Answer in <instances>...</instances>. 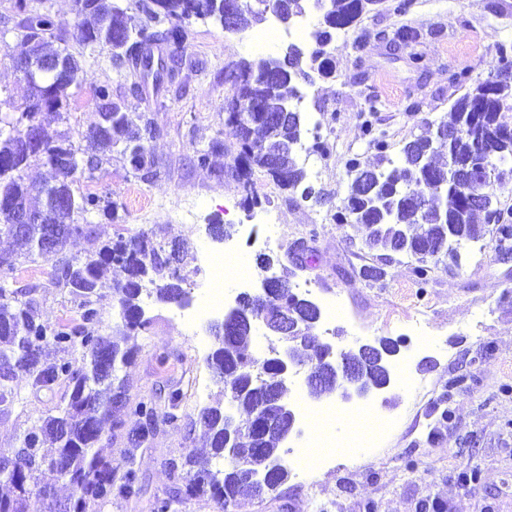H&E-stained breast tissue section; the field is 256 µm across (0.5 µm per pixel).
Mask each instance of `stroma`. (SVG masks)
I'll use <instances>...</instances> for the list:
<instances>
[{
  "label": "stroma",
  "instance_id": "1",
  "mask_svg": "<svg viewBox=\"0 0 512 512\" xmlns=\"http://www.w3.org/2000/svg\"><path fill=\"white\" fill-rule=\"evenodd\" d=\"M49 6L57 24L54 43L82 57V85L61 116L50 115L44 127L52 138L68 137L85 147V134L96 119L93 92L108 84L112 95L129 106L150 109L160 129L151 150L161 168L151 181L135 178L127 163L112 158L94 180L74 184L75 193L111 195L114 215L95 214L96 233L72 239L68 256L95 255L116 234L144 232L165 248H186L182 273L188 283L201 282L203 250H242L252 265L247 282L231 281L230 296L256 293L265 276L258 257L271 255L291 265L292 250L308 242L315 256L291 277L292 289L309 284V296L324 303L333 293L344 306L334 327L318 322L316 335L336 350H349L380 338L398 343L391 385L364 399L337 402L336 432L348 437L361 431L364 412H378L394 429L375 447L338 455L329 467L290 475L276 501L248 503L239 512H512V249L501 250L495 231L482 242L457 245L456 256L434 264L427 286L412 274L414 261L403 254L382 255L368 249L363 233L332 219L347 193L346 162L359 157L376 167L383 157L398 158L404 145L433 133L446 120L464 91L494 80L489 66L497 47L512 43V0H413L403 15L389 0L349 28L334 32L326 47L334 72L311 73L299 81L308 124L320 130L321 177H307L313 193L279 188L262 169H252L250 183L263 186L248 203L232 169L240 146L224 125V105L233 95L228 71L259 56L250 39L255 29L235 34L212 22L192 21L178 84L156 90L146 84L130 97L101 49L83 52L74 36V0H30ZM401 27L420 31L418 42L397 48L391 43ZM22 50L13 35L0 38V114L18 115L26 102V84L13 63ZM465 71V86L453 85L452 73ZM419 111H411V104ZM386 134V156L369 146L365 125ZM220 140L212 169L196 168L194 149ZM275 208L281 245L267 250L261 241L267 208ZM229 233L216 242L209 225ZM365 264L384 265L383 283L362 280ZM52 264L19 262L18 286L39 285V314L51 325L74 320L76 309L66 291L49 287ZM152 324L137 340V353L123 370L129 403L154 400L160 411L175 410L173 423H158L152 439L136 451L142 491L116 500L100 512H152L155 496L174 477L170 460L190 449L204 450L199 410L221 399L206 364L214 339L202 324L180 316L176 304L156 297L143 300ZM427 319L426 336H417V313ZM462 379L461 388L448 382ZM21 402L0 415V451H9L39 415L60 404L65 385L36 390L18 378Z\"/></svg>",
  "mask_w": 512,
  "mask_h": 512
}]
</instances>
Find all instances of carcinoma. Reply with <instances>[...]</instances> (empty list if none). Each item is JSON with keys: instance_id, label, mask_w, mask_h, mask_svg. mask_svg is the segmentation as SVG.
Instances as JSON below:
<instances>
[{"instance_id": "1", "label": "carcinoma", "mask_w": 512, "mask_h": 512, "mask_svg": "<svg viewBox=\"0 0 512 512\" xmlns=\"http://www.w3.org/2000/svg\"><path fill=\"white\" fill-rule=\"evenodd\" d=\"M283 22L301 16L308 0H264ZM382 0H331L323 27L313 33L314 44L301 47L291 43L288 53L279 59L259 58L244 61L230 74L236 99L224 107L225 126L240 145L235 176L245 194H250L248 173L256 166L264 169L281 187L296 189L306 173L294 154L303 136V118L293 100L301 99L294 87L302 58L310 68L331 73L325 47L333 32L360 21ZM23 14L16 25V37L26 47L45 57L62 60L63 70L38 85L28 86L26 105L18 116L0 117V236L12 240L13 250L0 253V415L11 412L18 396L16 374L24 375L31 387L50 389L64 383L67 391L55 413L40 415L27 427L13 448L17 462L14 471L0 468V482L9 493L0 495V512H92V508L112 502V496L129 499L140 491V478L134 468V449L154 434L157 410L153 402L127 405L126 379L119 375L134 358L136 340L148 329L150 319L140 305L144 291L141 282L164 283L154 289L162 302L172 303L188 297L182 287L185 277L170 273L165 249L146 234L126 239L123 235L103 244L94 257L76 261L64 254L67 242L96 233V225L87 216L97 212L115 213L111 198L96 193L75 194L71 185L81 179L92 180L104 163L116 154L126 162L133 175L149 181L158 175L150 143L158 128L148 111L131 110L122 100L112 98V87L99 85L94 90L98 119L88 130V146L74 148L67 139L54 142L44 137L40 118L61 113L69 106L68 89L81 87V65L68 48L53 50L48 36L54 22L50 15L29 8L27 0H15ZM135 10L144 16L138 21L129 14ZM76 40L84 49L107 47L115 70L134 78L129 94L137 98L148 80L159 86L174 84L179 72L152 61L155 47H182L188 39L186 24L178 19H224V0H75ZM265 21L258 6H247L239 15V30ZM495 80L478 85L459 97L450 119L437 126L433 138L418 137L403 148L399 164L385 170L362 165L357 157L347 161L350 177L348 191L334 214L338 224L358 225L365 245L413 257V273L422 285L429 281V263L454 253L452 244L478 240L489 224L498 225L504 239L512 238V220L505 217L498 198L483 204L474 194L461 193L452 167L471 162L472 172L491 165L497 181L512 168L501 165L512 159V126L502 120L504 101L512 97V44L502 43L492 62ZM275 114L276 122L267 120ZM363 134L369 144L385 156V135L367 125ZM221 148L216 139L194 151L193 164L201 169L211 166L213 155ZM66 156L72 176H62L54 164ZM38 158L55 172L56 182L41 190V206L31 208L40 215L39 224H25L16 232L10 206L29 203L32 188L24 171L31 158ZM55 239V250L48 253L43 244ZM52 259L50 282L67 290L76 305L78 318L71 324L51 326L40 320L37 292L39 286L16 288L17 261ZM116 267L123 277L112 282L115 319L107 323L98 307L102 273ZM290 272L283 267L282 288L277 290L276 305L295 318L283 342L301 345L309 351L313 368L322 372L325 389L345 388L328 357L327 344L312 335L321 309L309 311L300 304L303 296L292 291ZM252 320L234 316L224 333L214 337L215 348L206 362L216 383L224 387L225 402L202 407L198 422L207 438L205 456L187 453L181 464L169 462L175 486L155 497L152 512H176L188 501L209 497L220 506L237 498L244 488L262 502L278 496L290 470L280 455L281 439L274 429L288 413V382L277 379L274 358L260 362L253 356ZM48 346L61 356L44 359ZM392 342L382 339L370 353L349 354L354 379L363 387L387 381L381 361L392 351ZM81 351L82 362L70 358ZM244 416L237 423L241 435L235 447H224V420L231 410ZM138 417L140 426L134 447L121 459H107L96 451L105 430L124 425L123 414ZM70 489L60 501L53 486L42 481L45 473Z\"/></svg>"}]
</instances>
